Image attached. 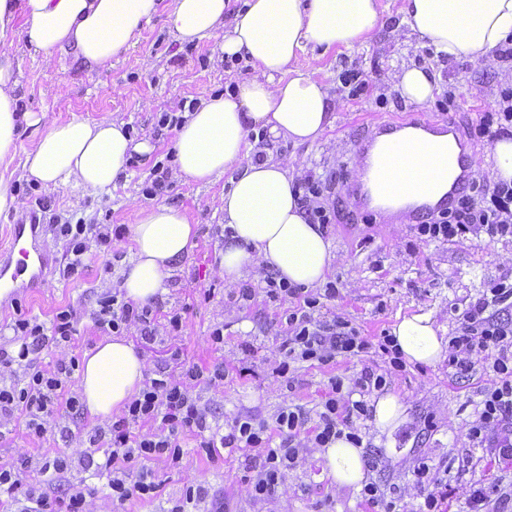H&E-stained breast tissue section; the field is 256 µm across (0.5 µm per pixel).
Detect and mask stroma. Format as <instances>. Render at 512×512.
<instances>
[{"label":"stroma","instance_id":"35a3bbf8","mask_svg":"<svg viewBox=\"0 0 512 512\" xmlns=\"http://www.w3.org/2000/svg\"><path fill=\"white\" fill-rule=\"evenodd\" d=\"M170 2L161 0L134 46L106 68L88 69L70 52H33L11 30L0 34V53H8L19 67L17 95L23 110L44 112L60 122L75 117L90 122L119 118L127 122L136 140H149L152 146L150 155L134 159L127 180L108 192L77 186L46 190L13 176L9 189L18 211L0 215V245L8 244L13 224L26 223L40 200L49 204L50 217L59 221L76 217L88 224L119 225L126 232L141 209L160 202L179 207L196 226V245L166 281V291L159 298L157 340L142 356L150 363L177 349L183 359L202 366L223 362V385L197 390L217 423L228 425L234 418L249 417L268 434H275L276 417L283 408L298 407L316 416L333 379H341L348 387L369 368L385 377L386 391L397 395L406 408V421L395 432L391 449L377 442L371 417L353 422L363 441L366 479L381 486L386 500L395 502V512H419L423 506L413 474L422 460L448 485L445 512H468L465 491L473 476H485L487 482L505 489L512 487V466L491 461L472 447L467 436L493 383L485 362L476 360L462 374L444 360L433 366L408 364L396 371L378 346L397 317L411 314L432 315L445 337L455 336L470 303L499 276L512 273V239L483 234L427 242L414 225L387 223L350 204L344 189L354 178L356 143L370 121L397 117L408 122L420 112L436 115L434 103H406L391 81L395 65L426 62L425 49L416 47L403 32L386 28L366 45L300 57L316 78L329 84L337 102L336 122L318 144L296 146L279 139L268 148L274 159L335 175L330 200L343 218L328 225L325 233L336 246L337 260L327 282L337 294L323 299L314 316L348 320L369 341L370 349L337 357L329 364L295 362L282 376L276 371L280 359L275 351L286 338L287 305L268 298L263 279L247 280V287L254 291L249 302L240 301L238 286L224 282L219 262L223 181L201 187L171 175L161 192L147 193L155 165H175V131L159 126L160 116L182 115L189 103L224 92L254 74L246 63L225 68L219 60L218 40L191 45L173 40L166 27ZM354 67L367 74L369 88L351 100L339 77ZM441 73V90L455 94L458 101L449 116L469 143L476 160L475 177L490 178L493 145L479 134L478 125L493 112L500 89L512 85V58L486 63L463 57L444 64ZM131 247L126 235L116 244V258L107 260L88 252L82 267L67 280L60 279L53 268L46 270L40 287L0 303V336L11 337L15 308L46 322L57 309L71 306L80 316L75 353L84 356L102 338L91 314L102 295L118 286ZM176 313L183 318L177 330L169 325ZM218 327L224 330L220 344L210 338ZM180 441L189 454L188 468L177 470L164 461H152L161 483L159 494L129 500L122 512H169L186 486L199 480L223 495L228 512H377L360 491L337 486L324 474L310 435L297 439L299 464L285 473L287 494L265 499L251 496L244 480L246 460L256 456V449L228 452L213 461L197 451L196 435L183 434Z\"/></svg>","mask_w":512,"mask_h":512}]
</instances>
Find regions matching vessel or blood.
<instances>
[{"label": "vessel or blood", "instance_id": "vessel-or-blood-1", "mask_svg": "<svg viewBox=\"0 0 512 512\" xmlns=\"http://www.w3.org/2000/svg\"><path fill=\"white\" fill-rule=\"evenodd\" d=\"M415 126L430 136L429 141L421 143V153L447 155V166L436 168L430 175L420 174L404 188H397L389 180L388 172L411 154L412 149L396 137L401 124H376L372 134L358 145L357 159L362 168L353 191L362 208L376 210L389 219L403 217L410 222H421L429 212L447 208L458 195L468 191L474 173L472 154L468 149L460 150L437 141L438 136L454 134V126L431 119L416 121ZM447 180L452 186L444 194L440 185ZM49 262L50 255L37 241L35 231L23 224L14 225L7 256L0 259V289L14 294L22 288L36 287Z\"/></svg>", "mask_w": 512, "mask_h": 512}]
</instances>
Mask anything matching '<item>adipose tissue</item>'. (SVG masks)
<instances>
[{"mask_svg":"<svg viewBox=\"0 0 512 512\" xmlns=\"http://www.w3.org/2000/svg\"><path fill=\"white\" fill-rule=\"evenodd\" d=\"M161 0H0V32L17 27L36 52H73L86 66L104 68L126 51ZM172 0L170 35L182 43L222 37L220 50L251 63L255 74L223 94L203 98L184 114L176 135L177 175L201 186L223 181L224 281L235 284L268 269L289 285H322L336 248L299 202L300 170L259 158L254 135L314 144L331 129L336 105L329 87L299 63L309 51L328 52L369 40L385 27L382 0ZM401 23L434 59L490 61L512 44V0H403ZM22 25H15L16 16ZM441 75L434 67L402 64L395 88L408 103L433 99ZM18 79L0 55V166L9 165L22 132L38 140L22 163L23 176L54 190L70 185L107 191L127 176L133 154L150 152L120 119L66 122L18 106ZM132 257L121 269L127 300L144 305L165 291V280L196 245L193 224L166 203L140 210L132 225ZM390 334L410 364L434 365L448 343L430 315L396 320ZM144 360L122 336H108L80 365L81 400L91 416L120 412L143 387ZM362 446L341 436L319 449L324 472L341 486L366 479Z\"/></svg>","mask_w":512,"mask_h":512,"instance_id":"obj_1","label":"adipose tissue"}]
</instances>
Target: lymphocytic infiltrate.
<instances>
[{
    "label": "lymphocytic infiltrate",
    "instance_id": "1",
    "mask_svg": "<svg viewBox=\"0 0 512 512\" xmlns=\"http://www.w3.org/2000/svg\"><path fill=\"white\" fill-rule=\"evenodd\" d=\"M332 181L307 173L300 188L299 201L311 223H335L336 211L327 204ZM51 230L62 240L65 261L59 268L61 279L74 275L83 264L89 248L110 255L113 231L107 224L84 221L55 224ZM417 232L428 241L445 242L466 234L512 237V182L473 181L470 193L458 197L451 207L432 213ZM266 294L274 300L303 298V307L289 313L288 338L279 352V374H286L295 361L315 360L328 363L339 356L366 352L369 344L357 330L341 318L315 319L312 311L317 297L303 295L301 289L276 279L273 272L264 276ZM512 309V281L500 278L487 295L479 297L463 315L461 329L449 341V367L468 372L473 353H486L497 376L482 402L479 420L468 429L473 447L491 458L512 463V320L505 311ZM157 309L135 305L120 289L106 292L92 320L103 333H122L136 327L142 346L157 339ZM77 312L67 307L56 311L49 324H42L24 313H17L11 328L13 335L0 344V427L23 421L29 437L41 440L54 435L63 416L80 417L81 404L69 383L77 367L73 353ZM53 350L57 359L52 367H42L43 351ZM224 365L189 364L179 374L170 373L166 364L155 362L139 396L126 405L117 420L92 428L77 427L69 432L66 443L78 447L75 455L58 454L27 457L22 464L0 463V504L15 507L16 512H95L83 491L54 497L37 484L38 477L79 471L89 477L106 480L109 501L122 506L134 497L157 492L152 460H165L169 466L184 468V452L179 436L191 432L199 436V446L210 458L224 449L241 446L258 449L251 469L253 497L265 498L285 491L284 475L298 463L299 450L294 441L305 429H312L317 447L339 436L353 417L367 415L364 400L370 388L382 387L383 376L364 372L355 380L351 392H344L341 380H334L316 420L298 408H283L277 418L280 444L265 436L263 427L251 418H236L229 432L209 420L208 407L200 405L196 387H217L224 382Z\"/></svg>",
    "mask_w": 512,
    "mask_h": 512
}]
</instances>
